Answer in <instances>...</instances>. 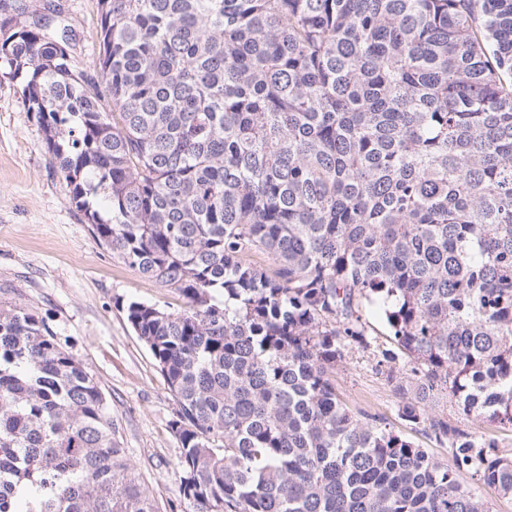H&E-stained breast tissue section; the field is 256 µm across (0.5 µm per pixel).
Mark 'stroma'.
<instances>
[{
    "instance_id": "1",
    "label": "stroma",
    "mask_w": 512,
    "mask_h": 512,
    "mask_svg": "<svg viewBox=\"0 0 512 512\" xmlns=\"http://www.w3.org/2000/svg\"><path fill=\"white\" fill-rule=\"evenodd\" d=\"M47 7L71 29L77 66L95 74L97 0H0V21ZM19 91L17 81L0 73V301L43 316L58 341L85 363L107 396L129 466L143 477L150 496L167 504L176 500L181 479V448L169 427L176 403L122 305L135 298L174 307L179 300L94 239ZM362 321L369 344L347 347L332 375L339 398L353 412L406 434L434 460L451 463V448L437 443L426 424L399 418L401 393L376 366L391 346L384 308L366 306ZM430 408L512 456V429L462 414L445 394Z\"/></svg>"
}]
</instances>
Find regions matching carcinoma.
Returning a JSON list of instances; mask_svg holds the SVG:
<instances>
[{"mask_svg":"<svg viewBox=\"0 0 512 512\" xmlns=\"http://www.w3.org/2000/svg\"><path fill=\"white\" fill-rule=\"evenodd\" d=\"M100 77L45 18L0 62L97 241L183 300L123 309L177 409L170 512H490L512 457V0H98ZM266 252L273 275L247 263ZM380 302L399 418L331 380ZM0 512H162L105 394L44 317L0 303ZM430 408L433 415L448 417L449 425L465 430L480 440L494 441L500 453L512 456V429L499 427L476 414H462L447 394L439 395ZM465 484L472 493L485 499L492 512H512V497L503 498L493 488L484 485L482 482L471 480L465 477Z\"/></svg>","mask_w":512,"mask_h":512,"instance_id":"obj_1","label":"carcinoma"}]
</instances>
